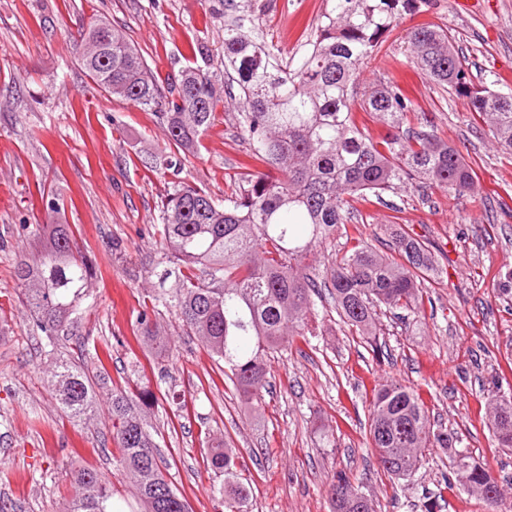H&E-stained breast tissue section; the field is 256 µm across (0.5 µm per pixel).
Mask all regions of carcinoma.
Listing matches in <instances>:
<instances>
[{"label": "carcinoma", "mask_w": 512, "mask_h": 512, "mask_svg": "<svg viewBox=\"0 0 512 512\" xmlns=\"http://www.w3.org/2000/svg\"><path fill=\"white\" fill-rule=\"evenodd\" d=\"M331 9L312 34V50L293 69L278 64L273 52L241 24L224 26V69L237 85L244 112L239 124L257 160L278 176L255 171L242 176L239 193L219 202L206 190L172 181L161 197L164 258L176 266L173 288L149 299L135 335L157 354L170 350L159 316L173 311L182 329L199 337L212 358L224 362L232 390L258 400L269 384L268 360L308 332L318 288L328 289L341 321L370 346H378L376 308L413 312L422 297L424 275L434 270L428 247L405 231L383 254L369 244L328 263L323 283L308 273L336 232L353 223L351 201L382 196L414 176L444 184L458 195L472 192L475 176L459 151L429 132L403 131L413 102L393 79L353 95L365 64L404 14L427 0H329ZM409 59L425 75L464 99L486 120L498 148L512 155V93L474 82L465 57L448 29L423 26L408 32ZM78 60L104 92L154 111L165 124L169 144L191 151L212 125L224 82L199 66L181 72L173 90L156 84L142 55L118 29L91 22L74 44ZM383 122L391 135L383 145L359 128L355 110ZM15 276L22 303L55 345L87 296L95 267L79 254L68 224H53L44 254L35 263L19 254ZM54 396L64 412L80 422L93 416L98 398L89 377L58 362ZM493 395L492 432L512 448V405ZM152 389L129 393L116 388L109 400L119 462L131 477L142 512H188L183 492L167 479L163 459L141 410L154 405ZM370 447L379 468L392 477L414 473L429 447L451 453L452 465L469 494L486 512H509L496 478L463 449L457 439L431 428L424 403L394 380L376 388L371 404ZM237 456L223 444L209 449L224 512H241L247 495ZM72 496L66 512H112L113 493L94 470L71 473ZM332 512H358L372 503L350 478L336 474L328 485Z\"/></svg>", "instance_id": "obj_1"}]
</instances>
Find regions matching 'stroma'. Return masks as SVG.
Returning <instances> with one entry per match:
<instances>
[{"label":"stroma","instance_id":"stroma-1","mask_svg":"<svg viewBox=\"0 0 512 512\" xmlns=\"http://www.w3.org/2000/svg\"><path fill=\"white\" fill-rule=\"evenodd\" d=\"M327 0H0V506L5 512H63L72 471H97L114 487L116 512L134 507L132 481L118 462L107 397L112 389L150 384L160 395L146 417L168 463L167 476L191 512H221L208 450L235 449L246 478L243 512H330L326 486L349 474L376 512H482L454 476L447 453L425 451L418 470L384 474L367 444L374 386L394 379L421 397L434 430L488 464L512 501V452L490 427L492 395L512 392V156L490 138L466 103L407 60L405 36L421 25L448 28L477 83L512 92V0H428L397 22L364 68L361 87L395 79L408 91L413 131L431 130L457 147L476 174L475 193L404 187L356 202L357 223L327 242L340 255L358 240L388 250L396 229L425 242L440 268L427 276L417 313L377 311L388 356L339 321L270 358L271 388L261 403L237 397L208 348L184 335L165 313L170 351L163 357L135 338L148 292L167 269L156 231L158 205L171 174L152 167L168 143L156 113L100 92L80 68L73 39L96 19L121 28L161 86L182 70H224V24L256 25V35L283 60L308 50L307 33ZM205 54H189L188 45ZM225 99L200 137L182 179L221 200L235 193L247 155ZM72 225L98 276L82 301L71 335L46 347L19 299L14 267L21 225ZM110 348L97 363L83 337ZM59 359L100 372L96 416L75 423L46 383Z\"/></svg>","mask_w":512,"mask_h":512}]
</instances>
